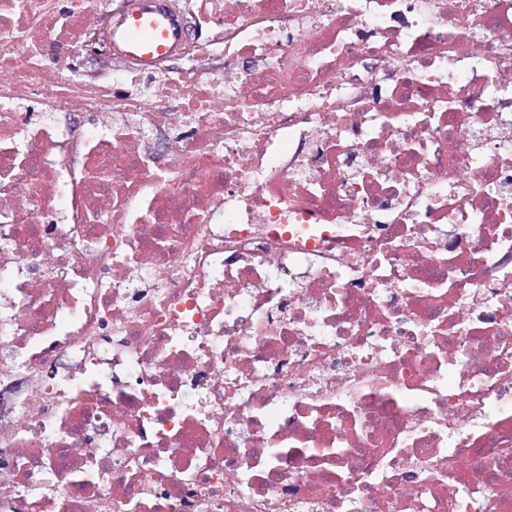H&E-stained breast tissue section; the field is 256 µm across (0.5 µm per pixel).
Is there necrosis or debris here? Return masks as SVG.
<instances>
[{
  "label": "necrosis or debris",
  "mask_w": 512,
  "mask_h": 512,
  "mask_svg": "<svg viewBox=\"0 0 512 512\" xmlns=\"http://www.w3.org/2000/svg\"><path fill=\"white\" fill-rule=\"evenodd\" d=\"M106 5L0 0V512H512V0H171L191 69H48Z\"/></svg>",
  "instance_id": "obj_1"
}]
</instances>
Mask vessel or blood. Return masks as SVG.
<instances>
[{
	"label": "vessel or blood",
	"mask_w": 512,
	"mask_h": 512,
	"mask_svg": "<svg viewBox=\"0 0 512 512\" xmlns=\"http://www.w3.org/2000/svg\"><path fill=\"white\" fill-rule=\"evenodd\" d=\"M181 37L180 30L168 23L156 0H139L125 16L121 28L113 30L112 41L123 48L127 60L145 66L155 57L168 53Z\"/></svg>",
	"instance_id": "1"
}]
</instances>
